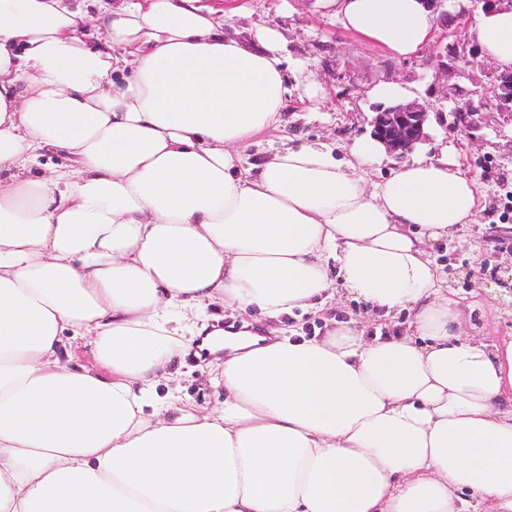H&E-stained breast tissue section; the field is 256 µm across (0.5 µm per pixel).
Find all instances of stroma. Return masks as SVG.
<instances>
[{
    "instance_id": "1",
    "label": "stroma",
    "mask_w": 512,
    "mask_h": 512,
    "mask_svg": "<svg viewBox=\"0 0 512 512\" xmlns=\"http://www.w3.org/2000/svg\"><path fill=\"white\" fill-rule=\"evenodd\" d=\"M242 8L225 17L226 33L248 38L256 23H277L283 29L285 53L290 62H311L326 100L320 111L309 110L290 98L283 113L290 136L322 139L345 154L354 138L370 133L373 100L369 90L382 81H396L411 88L417 99L433 112H450L468 101L474 91L490 86L491 68L453 69L447 79H436L439 44L416 55L396 60L376 47L344 34L334 15L321 9L318 0H241ZM428 137L403 158H390L375 167L373 180H383L403 163L430 156L446 145L457 148L463 169L475 177L481 191V210L473 224L455 238L433 243L432 256L439 273L459 296H478L471 323L487 338L512 334V280L494 283L495 267L512 262V121L494 109L484 108L475 126L466 132L449 123L431 120ZM365 319V305L350 298L331 302L324 316L284 315L271 327L292 330L301 336L325 332L324 317ZM175 385L184 399L211 407L222 394L209 385L210 368L194 352H187L174 366Z\"/></svg>"
}]
</instances>
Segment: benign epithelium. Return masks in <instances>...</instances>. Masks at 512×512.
Returning a JSON list of instances; mask_svg holds the SVG:
<instances>
[{
	"mask_svg": "<svg viewBox=\"0 0 512 512\" xmlns=\"http://www.w3.org/2000/svg\"><path fill=\"white\" fill-rule=\"evenodd\" d=\"M452 59L461 64V68L486 67V57L464 45L454 44ZM492 97L487 98L481 92L479 105L469 102L458 107L453 113V126L465 132L473 125V116L487 106L512 119V70L497 72L491 89ZM429 119L428 107L417 101L398 103L388 107H379L371 121L372 135L381 140L388 151L402 155L411 151L416 144L426 138L425 125Z\"/></svg>",
	"mask_w": 512,
	"mask_h": 512,
	"instance_id": "7a95c632",
	"label": "benign epithelium"
}]
</instances>
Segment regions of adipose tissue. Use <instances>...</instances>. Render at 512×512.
Here are the masks:
<instances>
[{
	"mask_svg": "<svg viewBox=\"0 0 512 512\" xmlns=\"http://www.w3.org/2000/svg\"><path fill=\"white\" fill-rule=\"evenodd\" d=\"M321 4L396 58L438 28L421 0ZM219 12L0 0V512H512V336L467 330L428 252L474 221L475 180L445 149L371 182L370 135L252 157L321 88L276 26L247 44ZM470 33L512 70V9ZM340 286L407 324H196L318 314ZM189 335L224 354L215 408L157 391Z\"/></svg>",
	"mask_w": 512,
	"mask_h": 512,
	"instance_id": "ef3b65f1",
	"label": "adipose tissue"
}]
</instances>
